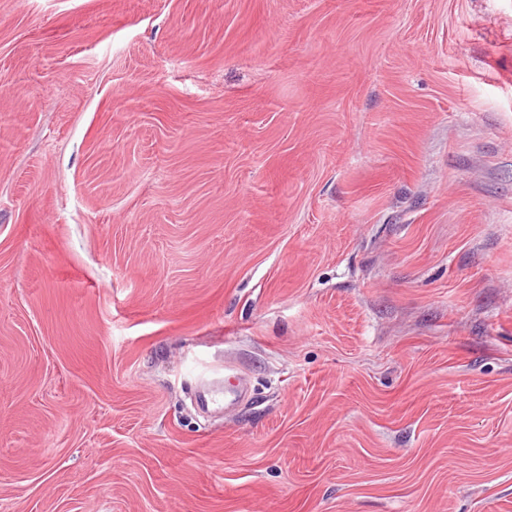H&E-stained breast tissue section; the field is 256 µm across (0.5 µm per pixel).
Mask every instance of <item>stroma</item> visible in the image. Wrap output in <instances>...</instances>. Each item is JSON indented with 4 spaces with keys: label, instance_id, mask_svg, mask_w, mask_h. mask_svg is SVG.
Masks as SVG:
<instances>
[{
    "label": "stroma",
    "instance_id": "obj_1",
    "mask_svg": "<svg viewBox=\"0 0 512 512\" xmlns=\"http://www.w3.org/2000/svg\"><path fill=\"white\" fill-rule=\"evenodd\" d=\"M0 512H512V0H0ZM247 382L243 374L233 365H224V387L222 392L213 391L207 393L203 391L197 397V405L201 408H208L212 404L221 403V394H224V410L227 413L234 411L238 406V401L242 390Z\"/></svg>",
    "mask_w": 512,
    "mask_h": 512
}]
</instances>
